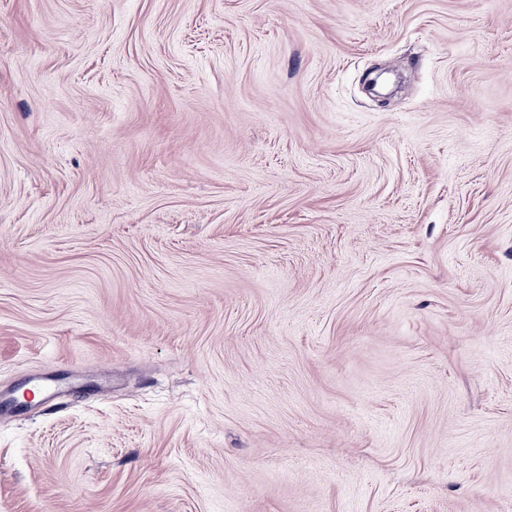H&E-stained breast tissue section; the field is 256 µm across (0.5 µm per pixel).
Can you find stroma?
<instances>
[{
    "label": "stroma",
    "mask_w": 512,
    "mask_h": 512,
    "mask_svg": "<svg viewBox=\"0 0 512 512\" xmlns=\"http://www.w3.org/2000/svg\"><path fill=\"white\" fill-rule=\"evenodd\" d=\"M0 396V512H512V0H0Z\"/></svg>",
    "instance_id": "35a3bbf8"
}]
</instances>
